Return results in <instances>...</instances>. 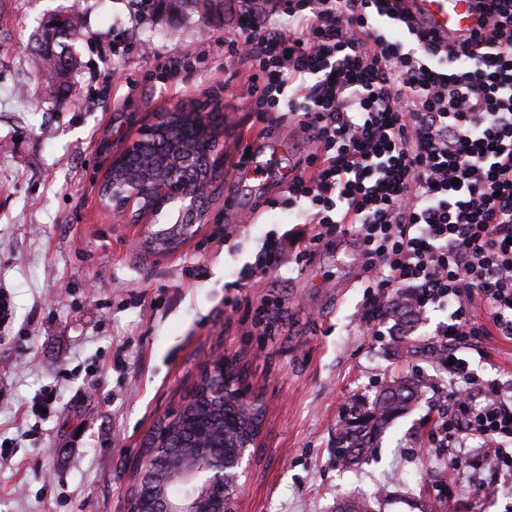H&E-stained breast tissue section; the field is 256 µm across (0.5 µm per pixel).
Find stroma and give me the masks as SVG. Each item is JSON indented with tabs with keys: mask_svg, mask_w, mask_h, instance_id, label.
Returning a JSON list of instances; mask_svg holds the SVG:
<instances>
[{
	"mask_svg": "<svg viewBox=\"0 0 512 512\" xmlns=\"http://www.w3.org/2000/svg\"><path fill=\"white\" fill-rule=\"evenodd\" d=\"M268 0H0V512H126L134 468L160 420L189 399L207 358L237 366L265 403L262 446L239 512H512V486L479 454L448 495V467L428 433L453 379L437 362L443 310L400 331L362 320L368 275L353 236L331 235L264 265L261 246L314 234L285 206L303 159L296 114L275 124L246 108L248 72L225 39L246 8ZM76 14L83 35L63 93L31 67L36 37ZM224 117L225 161L252 146L262 176L222 174L207 213L171 253L145 250L135 213L99 195L113 156L139 128L185 101ZM485 335L459 354L481 380L512 386V340L474 309ZM420 375L421 397L368 457L345 467L336 437L390 380ZM51 395L48 413L37 406Z\"/></svg>",
	"mask_w": 512,
	"mask_h": 512,
	"instance_id": "1",
	"label": "stroma"
}]
</instances>
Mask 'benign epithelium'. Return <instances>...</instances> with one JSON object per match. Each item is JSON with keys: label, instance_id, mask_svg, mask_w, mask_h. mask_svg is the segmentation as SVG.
<instances>
[{"label": "benign epithelium", "instance_id": "obj_1", "mask_svg": "<svg viewBox=\"0 0 512 512\" xmlns=\"http://www.w3.org/2000/svg\"><path fill=\"white\" fill-rule=\"evenodd\" d=\"M167 117L145 124L136 137L128 140L124 149L113 156L110 168L115 169L128 159L129 154L159 138L173 142L176 128L165 123ZM222 158H217L205 177L193 180H178L160 189L153 179L143 176L134 180H112V212L121 215L136 208L144 224L169 204L178 205L179 224L192 225L206 214V198L211 173L217 172ZM204 373L213 377L220 374L224 385L219 395L222 401L235 400L247 404L251 409L265 413L261 398L250 396L236 387V365L227 357L208 362ZM161 421L150 443V451L141 456L134 474L129 503H138L128 512H238V504L246 482L242 481L251 465L254 449L260 446L261 424L247 430L241 442L229 452L224 445L210 448L203 444L189 448L170 445L169 433ZM163 474L170 485L182 489L180 496L168 495L155 488L158 474Z\"/></svg>", "mask_w": 512, "mask_h": 512}]
</instances>
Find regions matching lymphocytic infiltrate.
<instances>
[{
    "instance_id": "f902f5d3",
    "label": "lymphocytic infiltrate",
    "mask_w": 512,
    "mask_h": 512,
    "mask_svg": "<svg viewBox=\"0 0 512 512\" xmlns=\"http://www.w3.org/2000/svg\"><path fill=\"white\" fill-rule=\"evenodd\" d=\"M484 22L463 40L436 39L406 0H288L285 22L243 14L228 60L250 70L249 107L279 105L312 132L313 148L288 181V202H306L316 233L352 235L380 295L367 318L386 316L392 296L416 314L451 306L435 335L458 388L430 432L466 471L470 439L490 449L495 477L512 478V399L470 375L458 357L484 333L487 304L512 340V0H479ZM400 24L389 39L375 20Z\"/></svg>"
}]
</instances>
